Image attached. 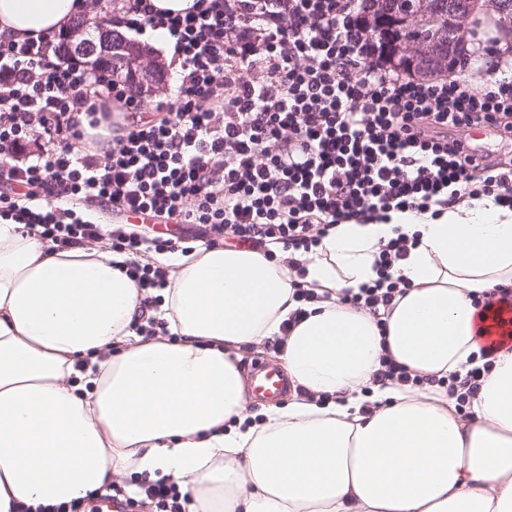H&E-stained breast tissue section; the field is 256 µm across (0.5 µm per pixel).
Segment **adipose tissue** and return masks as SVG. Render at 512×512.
I'll return each mask as SVG.
<instances>
[{"label":"adipose tissue","instance_id":"adipose-tissue-1","mask_svg":"<svg viewBox=\"0 0 512 512\" xmlns=\"http://www.w3.org/2000/svg\"><path fill=\"white\" fill-rule=\"evenodd\" d=\"M83 14L82 0H0V41ZM401 234L418 241L389 269L406 293L380 319L341 303ZM273 251L161 257L149 305L122 254L53 249L0 220V512H53L122 475L175 481L187 512H512V308L476 302L512 289V210L394 211L336 225L307 255ZM274 337L306 394L251 413L242 352ZM484 347L494 366L464 418L434 381ZM385 355L429 385L377 380Z\"/></svg>","mask_w":512,"mask_h":512}]
</instances>
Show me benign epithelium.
I'll list each match as a JSON object with an SVG mask.
<instances>
[{"label": "benign epithelium", "instance_id": "obj_1", "mask_svg": "<svg viewBox=\"0 0 512 512\" xmlns=\"http://www.w3.org/2000/svg\"><path fill=\"white\" fill-rule=\"evenodd\" d=\"M389 5L390 0H379L374 4L371 14L365 18L369 28L380 25L390 17L395 19L397 25L404 27L448 21L436 35L399 51L402 64L422 76H433L455 68L453 46L458 41H467L475 14L502 16L512 10V0H415V7L406 14L389 8ZM64 47L71 56L96 57L115 65L118 72L131 70L138 78L137 88L141 94H150L160 85L157 75L162 69L150 53L128 42L98 16L78 20Z\"/></svg>", "mask_w": 512, "mask_h": 512}]
</instances>
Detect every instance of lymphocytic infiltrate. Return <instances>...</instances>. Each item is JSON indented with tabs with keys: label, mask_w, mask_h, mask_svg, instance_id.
<instances>
[{
	"label": "lymphocytic infiltrate",
	"mask_w": 512,
	"mask_h": 512,
	"mask_svg": "<svg viewBox=\"0 0 512 512\" xmlns=\"http://www.w3.org/2000/svg\"><path fill=\"white\" fill-rule=\"evenodd\" d=\"M127 27L167 29L181 70L171 99L140 119L127 84L94 75L55 39L0 42V219L59 248L96 240V203L198 227L210 243L311 250L336 225L392 210L440 216L467 198L512 210V164L477 154L463 128L512 141V79L478 89L397 70L364 23L359 0H196L157 17L126 0ZM111 148H82L87 129ZM140 225L112 232L140 288L165 268L140 263ZM400 236L381 249L378 280L347 304L378 312L400 294L386 275L406 256Z\"/></svg>",
	"instance_id": "f902f5d3"
}]
</instances>
